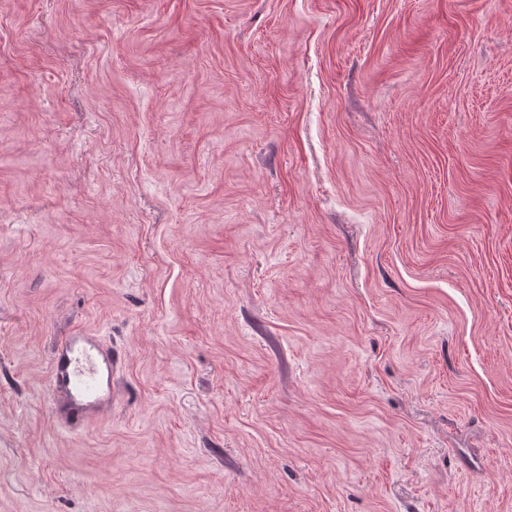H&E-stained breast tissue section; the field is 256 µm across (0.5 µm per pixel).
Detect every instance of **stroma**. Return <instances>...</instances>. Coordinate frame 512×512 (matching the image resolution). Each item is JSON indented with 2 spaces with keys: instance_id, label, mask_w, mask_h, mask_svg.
Returning a JSON list of instances; mask_svg holds the SVG:
<instances>
[{
  "instance_id": "35a3bbf8",
  "label": "stroma",
  "mask_w": 512,
  "mask_h": 512,
  "mask_svg": "<svg viewBox=\"0 0 512 512\" xmlns=\"http://www.w3.org/2000/svg\"><path fill=\"white\" fill-rule=\"evenodd\" d=\"M0 512H512V0H0ZM112 347L79 329L58 343L49 364L56 403L54 415L64 428L77 429L112 407Z\"/></svg>"
}]
</instances>
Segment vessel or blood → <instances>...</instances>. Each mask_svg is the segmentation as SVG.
<instances>
[{
	"label": "vessel or blood",
	"mask_w": 512,
	"mask_h": 512,
	"mask_svg": "<svg viewBox=\"0 0 512 512\" xmlns=\"http://www.w3.org/2000/svg\"><path fill=\"white\" fill-rule=\"evenodd\" d=\"M113 371L112 349L101 337L80 329L58 343L50 359L49 381L59 425L77 429L110 409Z\"/></svg>",
	"instance_id": "obj_1"
}]
</instances>
